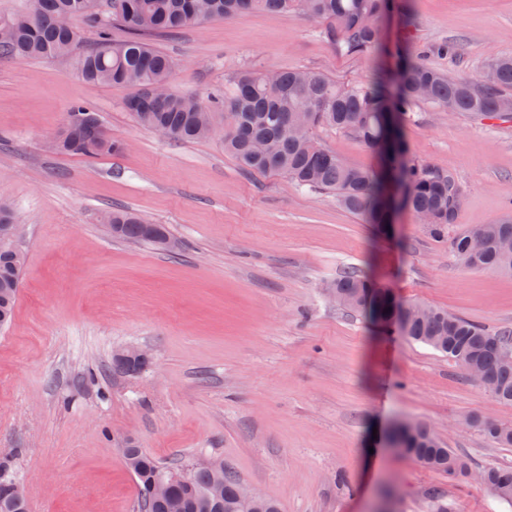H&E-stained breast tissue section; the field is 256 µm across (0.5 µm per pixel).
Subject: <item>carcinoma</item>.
<instances>
[{
    "mask_svg": "<svg viewBox=\"0 0 512 512\" xmlns=\"http://www.w3.org/2000/svg\"><path fill=\"white\" fill-rule=\"evenodd\" d=\"M393 7V0H31L28 9L0 16V22L14 28L12 39L0 41V59H65L87 83L133 86L136 92L124 101L125 110L143 127L168 128L176 141L206 139L222 119L224 149L242 169L279 174L298 187L331 192L344 209L379 229L391 224L386 192L399 174L406 185L401 206L439 238L455 223L464 189L453 174L410 158L402 128L422 104L450 116L472 112L490 120L511 118L512 96L505 92L512 88L511 54L486 63L474 80L453 79L404 54L392 85L385 78L373 84H341L315 70H245L214 92L206 105L174 92L164 99L154 94L155 88L169 85L173 61L150 46L148 36L257 9L296 8L323 24L324 34L344 54L358 55L378 47L377 22ZM65 16L90 23L95 41L80 47L77 29L62 24ZM114 27L124 28L129 37L113 40ZM322 126L361 139L377 152L379 166L356 167L322 147L314 136ZM56 141L58 152L89 160L123 149L103 137L100 115L84 104L71 107ZM104 222L112 225L115 238L159 249L170 238L165 225L149 224L127 209L107 212ZM11 223V208L0 204V326L11 321L25 263L23 252L12 247ZM506 241H512V217L457 233L451 248L469 268L512 274V249L504 247ZM331 290L339 305L441 352L496 400L512 403V329L491 330L418 303L401 308L387 289L354 272L338 277ZM470 422L490 442L512 446V429L477 416ZM402 440L406 455L423 466L454 479L475 472L497 497L512 502V470L472 469L467 457L445 447L421 423ZM124 462L137 481L142 512H280L275 500L263 496L241 502L240 478L209 463L186 470L169 467L134 444ZM163 475L176 479L165 496L156 497L151 488ZM18 484L10 462H0V512H28L27 500L14 491ZM216 485L224 491L219 501L211 496Z\"/></svg>",
    "mask_w": 512,
    "mask_h": 512,
    "instance_id": "obj_1",
    "label": "carcinoma"
}]
</instances>
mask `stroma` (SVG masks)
<instances>
[{"instance_id":"35a3bbf8","label":"stroma","mask_w":512,"mask_h":512,"mask_svg":"<svg viewBox=\"0 0 512 512\" xmlns=\"http://www.w3.org/2000/svg\"><path fill=\"white\" fill-rule=\"evenodd\" d=\"M174 61L173 91L207 100L242 69H312L372 83L398 50L458 79L512 54V0H397L369 54L344 55L300 10H254L151 36ZM129 86L83 81L61 60H0V199L24 228L14 319L0 328V448L29 512H140L119 442L168 464L223 461L281 512H512L486 486L452 482L390 454L373 430L425 424L474 466L512 467L470 423L512 426L442 353L336 304L355 272L405 303L512 328V276L464 267L407 211L378 231L333 194L243 170L221 135L192 143L137 124ZM79 101L123 152L95 160L48 147ZM316 139L348 164L374 151L329 128ZM409 156L453 173L464 199L451 233L512 210V120L417 108ZM167 225L173 251L113 238L104 211ZM148 351L136 373L124 349Z\"/></svg>"}]
</instances>
